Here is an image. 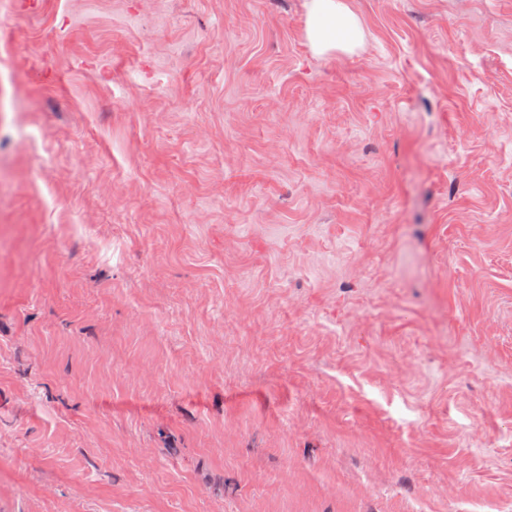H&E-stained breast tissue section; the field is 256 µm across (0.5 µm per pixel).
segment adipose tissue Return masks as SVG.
I'll use <instances>...</instances> for the list:
<instances>
[{
    "mask_svg": "<svg viewBox=\"0 0 512 512\" xmlns=\"http://www.w3.org/2000/svg\"><path fill=\"white\" fill-rule=\"evenodd\" d=\"M302 33L319 56L353 55L365 44V28L351 0H306Z\"/></svg>",
    "mask_w": 512,
    "mask_h": 512,
    "instance_id": "adipose-tissue-1",
    "label": "adipose tissue"
}]
</instances>
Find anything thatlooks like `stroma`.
I'll return each instance as SVG.
<instances>
[{
  "mask_svg": "<svg viewBox=\"0 0 512 512\" xmlns=\"http://www.w3.org/2000/svg\"><path fill=\"white\" fill-rule=\"evenodd\" d=\"M0 0V512H512V0ZM303 38L319 56L353 55L363 49L365 28L351 0H306Z\"/></svg>",
  "mask_w": 512,
  "mask_h": 512,
  "instance_id": "obj_1",
  "label": "stroma"
}]
</instances>
